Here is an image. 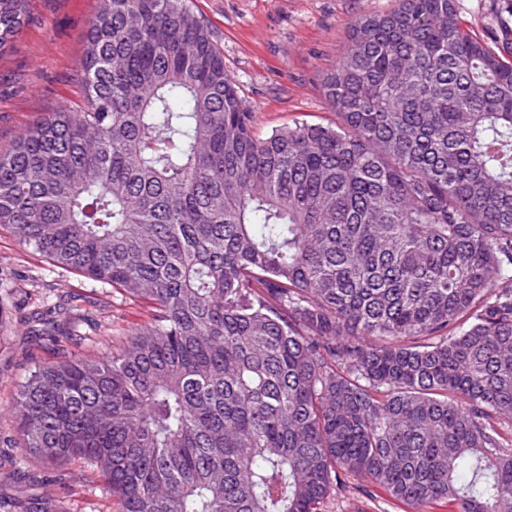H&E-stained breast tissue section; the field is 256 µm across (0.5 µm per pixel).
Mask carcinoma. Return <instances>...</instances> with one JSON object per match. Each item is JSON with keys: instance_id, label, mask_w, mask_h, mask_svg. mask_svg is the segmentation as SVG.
Instances as JSON below:
<instances>
[{"instance_id": "obj_1", "label": "carcinoma", "mask_w": 512, "mask_h": 512, "mask_svg": "<svg viewBox=\"0 0 512 512\" xmlns=\"http://www.w3.org/2000/svg\"><path fill=\"white\" fill-rule=\"evenodd\" d=\"M80 82L0 153V227L152 317L94 362L32 330L25 454L122 512H318L342 475L512 512V62L457 0L353 23L334 127L256 136L185 0H103Z\"/></svg>"}]
</instances>
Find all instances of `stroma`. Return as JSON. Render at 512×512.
<instances>
[{"mask_svg": "<svg viewBox=\"0 0 512 512\" xmlns=\"http://www.w3.org/2000/svg\"><path fill=\"white\" fill-rule=\"evenodd\" d=\"M101 0H30L26 22L0 54V149L41 113L78 100L85 40ZM224 53V66L255 114V133L304 121L336 125L322 83L339 64L352 24L399 0H189ZM473 37L512 61V0H458ZM77 301L100 335L71 345L76 357L97 360L151 317L144 300L111 285L53 266L0 230V512L18 501L50 497L60 512H120L102 478L85 461L65 465L69 487L47 480L36 459H23L13 415L21 385L53 358L30 331L34 313L62 311ZM320 512H412L403 502L356 478H342Z\"/></svg>", "mask_w": 512, "mask_h": 512, "instance_id": "35a3bbf8", "label": "stroma"}]
</instances>
